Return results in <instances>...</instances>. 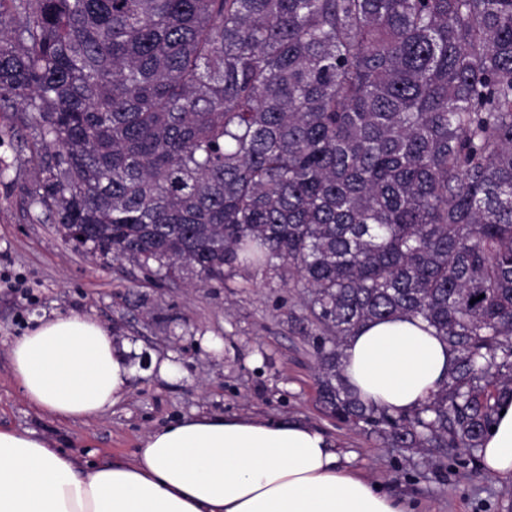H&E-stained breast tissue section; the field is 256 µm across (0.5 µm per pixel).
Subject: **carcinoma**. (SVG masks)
Returning a JSON list of instances; mask_svg holds the SVG:
<instances>
[{
	"instance_id": "cac0c4a2",
	"label": "carcinoma",
	"mask_w": 512,
	"mask_h": 512,
	"mask_svg": "<svg viewBox=\"0 0 512 512\" xmlns=\"http://www.w3.org/2000/svg\"><path fill=\"white\" fill-rule=\"evenodd\" d=\"M0 112L65 240L300 287L328 415L482 448L512 396V0H0ZM398 315L450 355L407 413L343 373L347 339Z\"/></svg>"
}]
</instances>
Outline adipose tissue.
Wrapping results in <instances>:
<instances>
[{
  "label": "adipose tissue",
  "mask_w": 512,
  "mask_h": 512,
  "mask_svg": "<svg viewBox=\"0 0 512 512\" xmlns=\"http://www.w3.org/2000/svg\"><path fill=\"white\" fill-rule=\"evenodd\" d=\"M25 401L60 423L103 416L131 370L109 329L86 314L41 320L9 346ZM448 344L404 317L370 322L344 349L350 385L368 402L410 411L437 391ZM481 450L484 470L512 480V401ZM0 512H405L343 467L333 442L299 421L182 417L151 431L130 462L78 471L75 455L35 433L0 429Z\"/></svg>",
  "instance_id": "obj_1"
}]
</instances>
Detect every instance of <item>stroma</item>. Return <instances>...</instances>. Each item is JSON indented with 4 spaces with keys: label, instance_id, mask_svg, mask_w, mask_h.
<instances>
[{
    "label": "stroma",
    "instance_id": "stroma-1",
    "mask_svg": "<svg viewBox=\"0 0 512 512\" xmlns=\"http://www.w3.org/2000/svg\"><path fill=\"white\" fill-rule=\"evenodd\" d=\"M20 125L19 113L0 112L1 428L35 432L83 464L132 459L141 437L183 416L297 419L336 441L342 460L411 512H512V485L488 475L480 456L394 448L325 413L314 350L288 319L304 313L300 289L261 273L223 284L161 279L65 242L28 203L31 152L10 133ZM72 312L95 317L128 348L131 377L104 417L58 423L21 396L8 343L37 319ZM156 358L174 363L176 375L161 379Z\"/></svg>",
    "mask_w": 512,
    "mask_h": 512
}]
</instances>
